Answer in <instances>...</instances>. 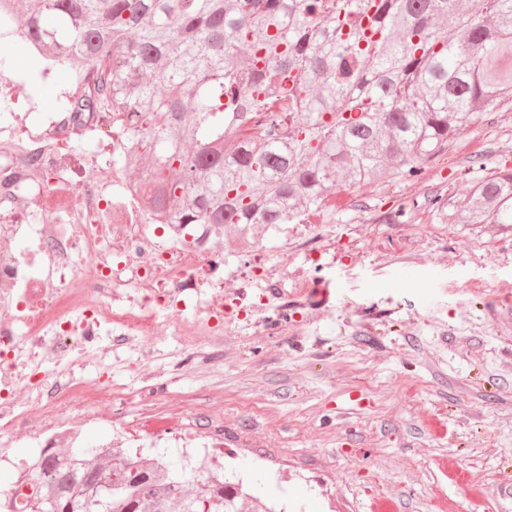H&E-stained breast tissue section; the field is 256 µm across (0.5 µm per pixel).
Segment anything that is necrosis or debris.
<instances>
[{
  "mask_svg": "<svg viewBox=\"0 0 512 512\" xmlns=\"http://www.w3.org/2000/svg\"><path fill=\"white\" fill-rule=\"evenodd\" d=\"M127 115L47 113L34 125H0V446L78 448L84 424L112 395V360L125 349L152 362L155 317L193 355L223 347L240 320L224 304L207 224H156L121 169L95 177L132 142ZM27 243L25 252L12 249ZM93 365L96 374L83 370ZM83 424L67 413L73 399ZM210 432L165 422L159 436L192 449L199 479L220 478L224 417Z\"/></svg>",
  "mask_w": 512,
  "mask_h": 512,
  "instance_id": "necrosis-or-debris-1",
  "label": "necrosis or debris"
}]
</instances>
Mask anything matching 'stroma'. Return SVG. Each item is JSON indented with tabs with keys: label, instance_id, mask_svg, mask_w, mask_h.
I'll return each instance as SVG.
<instances>
[{
	"label": "stroma",
	"instance_id": "1",
	"mask_svg": "<svg viewBox=\"0 0 512 512\" xmlns=\"http://www.w3.org/2000/svg\"><path fill=\"white\" fill-rule=\"evenodd\" d=\"M13 81L12 115L36 123L60 111L71 69L43 71L0 47ZM512 99L481 108L417 177L336 189L330 211L285 224L262 246L278 286L220 352L192 357L166 328L157 362L113 368L112 425L140 437L145 457L190 464L142 431L153 415L224 416L228 476L280 512H512V226L442 224L456 198L498 168L512 169ZM331 300L299 320L307 288ZM464 472L468 486L457 483Z\"/></svg>",
	"mask_w": 512,
	"mask_h": 512
}]
</instances>
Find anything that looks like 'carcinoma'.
<instances>
[{
    "mask_svg": "<svg viewBox=\"0 0 512 512\" xmlns=\"http://www.w3.org/2000/svg\"><path fill=\"white\" fill-rule=\"evenodd\" d=\"M68 63L65 109L131 113L160 224H305L338 186L417 175L477 109L512 98V0H13L0 39ZM448 224H511L512 170L437 203ZM118 484L103 508L99 485ZM31 512H267L243 483L97 448H44Z\"/></svg>",
    "mask_w": 512,
    "mask_h": 512,
    "instance_id": "obj_1",
    "label": "carcinoma"
}]
</instances>
